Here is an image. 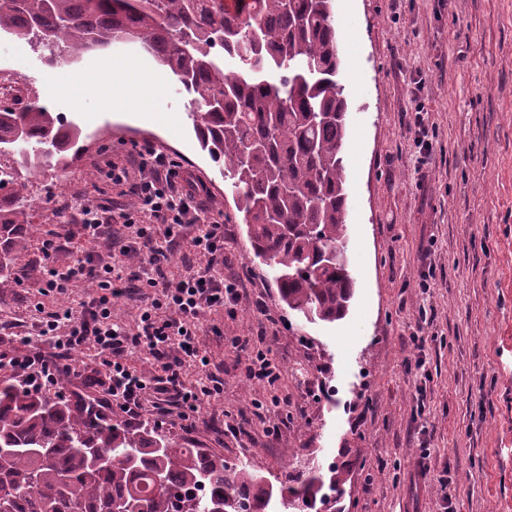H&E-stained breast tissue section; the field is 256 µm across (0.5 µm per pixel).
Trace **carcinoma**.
<instances>
[{"instance_id": "obj_1", "label": "carcinoma", "mask_w": 512, "mask_h": 512, "mask_svg": "<svg viewBox=\"0 0 512 512\" xmlns=\"http://www.w3.org/2000/svg\"><path fill=\"white\" fill-rule=\"evenodd\" d=\"M0 0V36L22 40L55 68L120 38L140 39L191 97L201 151L224 166L255 255L276 274L280 302L309 322L344 319L355 280L348 259L343 140L349 102L334 0ZM82 130L31 100L0 109V288L23 271L39 234L20 222L32 200L20 174L68 166ZM44 448L47 456L33 452ZM85 448L112 458L91 465ZM162 474L165 486L154 479ZM347 470L294 467L272 483L143 423L107 418L84 399L48 397L18 373L0 377V496L12 512H111L139 499L142 512H321L336 504Z\"/></svg>"}]
</instances>
